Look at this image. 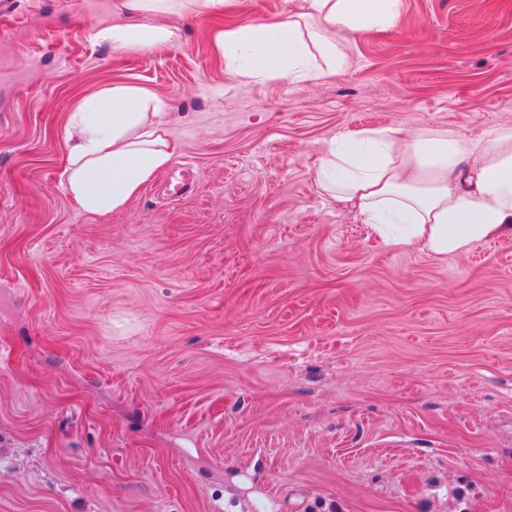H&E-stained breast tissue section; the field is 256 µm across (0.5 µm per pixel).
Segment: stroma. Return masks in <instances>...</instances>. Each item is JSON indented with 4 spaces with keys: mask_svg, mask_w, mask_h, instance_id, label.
<instances>
[{
    "mask_svg": "<svg viewBox=\"0 0 512 512\" xmlns=\"http://www.w3.org/2000/svg\"><path fill=\"white\" fill-rule=\"evenodd\" d=\"M0 8V512H512V236L434 258L318 188L341 131L512 126V0H403L318 85L241 83L215 45L293 0L168 17ZM177 150L127 206L64 189L65 124L114 84ZM228 0H120L117 9L127 21L102 24L94 30V40L113 48H162L180 39L178 29L161 20L177 15L184 19L223 14ZM152 19L153 21H149ZM148 20V22L146 21Z\"/></svg>",
    "mask_w": 512,
    "mask_h": 512,
    "instance_id": "1",
    "label": "stroma"
}]
</instances>
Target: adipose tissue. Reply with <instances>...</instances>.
I'll use <instances>...</instances> for the list:
<instances>
[{"label": "adipose tissue", "mask_w": 512, "mask_h": 512, "mask_svg": "<svg viewBox=\"0 0 512 512\" xmlns=\"http://www.w3.org/2000/svg\"><path fill=\"white\" fill-rule=\"evenodd\" d=\"M226 2L119 0L125 22L97 26L94 39L162 48L180 39L166 17L220 14ZM401 13L402 0H298L277 20L226 28L217 46L242 82L319 84L351 65L342 35L393 31ZM166 123L165 103L133 86L84 98L66 125L68 195L91 214L123 209L170 162ZM315 176L324 193L395 247L445 258L512 235V126L475 139L441 129L409 141L392 127L342 133L328 142Z\"/></svg>", "instance_id": "1"}]
</instances>
